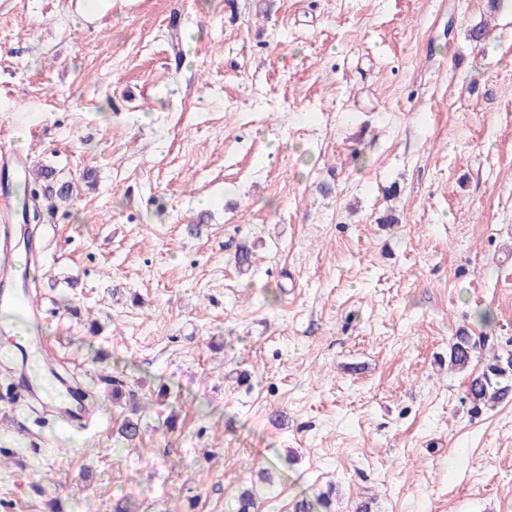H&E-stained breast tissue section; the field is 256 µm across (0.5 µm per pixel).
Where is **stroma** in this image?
Segmentation results:
<instances>
[{
	"mask_svg": "<svg viewBox=\"0 0 512 512\" xmlns=\"http://www.w3.org/2000/svg\"><path fill=\"white\" fill-rule=\"evenodd\" d=\"M0 124L77 186L38 293L97 394L0 399V512H512V402L448 368L512 350V0H0ZM487 336H473L468 328L456 332L448 352V367L453 370L467 371L474 361H479L480 354L486 348ZM57 413L66 423L86 422L91 415L88 404L82 395L76 391L71 393L68 405L59 408Z\"/></svg>",
	"mask_w": 512,
	"mask_h": 512,
	"instance_id": "obj_1",
	"label": "stroma"
}]
</instances>
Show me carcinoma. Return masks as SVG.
I'll return each instance as SVG.
<instances>
[{"label": "carcinoma", "mask_w": 512, "mask_h": 512, "mask_svg": "<svg viewBox=\"0 0 512 512\" xmlns=\"http://www.w3.org/2000/svg\"><path fill=\"white\" fill-rule=\"evenodd\" d=\"M486 348V337L475 336L468 328L456 332L448 352V367L468 372L466 399L471 412L480 413L512 399V350L496 353L482 368L472 367L474 361ZM142 430L139 421L125 417L117 428L119 438L133 444L140 439ZM330 493H324L312 501L302 498L295 504V512H332ZM237 512H258L257 499L249 488L237 499Z\"/></svg>", "instance_id": "1"}]
</instances>
